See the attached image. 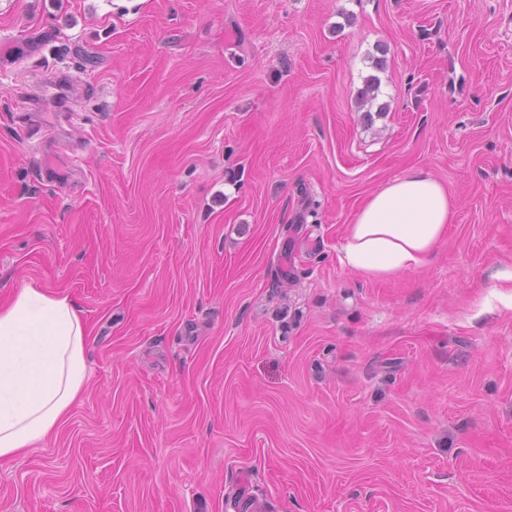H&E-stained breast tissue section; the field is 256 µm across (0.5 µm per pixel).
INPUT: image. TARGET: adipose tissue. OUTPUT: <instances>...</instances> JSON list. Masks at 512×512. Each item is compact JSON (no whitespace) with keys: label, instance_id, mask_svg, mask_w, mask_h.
<instances>
[{"label":"adipose tissue","instance_id":"1","mask_svg":"<svg viewBox=\"0 0 512 512\" xmlns=\"http://www.w3.org/2000/svg\"><path fill=\"white\" fill-rule=\"evenodd\" d=\"M456 200L424 169L371 194L345 231L340 261L367 280L425 266ZM89 330L69 297L29 284L0 306V458L45 443L84 392Z\"/></svg>","mask_w":512,"mask_h":512}]
</instances>
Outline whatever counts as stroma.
I'll use <instances>...</instances> for the list:
<instances>
[{"instance_id":"obj_1","label":"stroma","mask_w":512,"mask_h":512,"mask_svg":"<svg viewBox=\"0 0 512 512\" xmlns=\"http://www.w3.org/2000/svg\"><path fill=\"white\" fill-rule=\"evenodd\" d=\"M413 168L455 221L361 279L345 228ZM29 283L89 376L0 512H512V0H0V304Z\"/></svg>"}]
</instances>
